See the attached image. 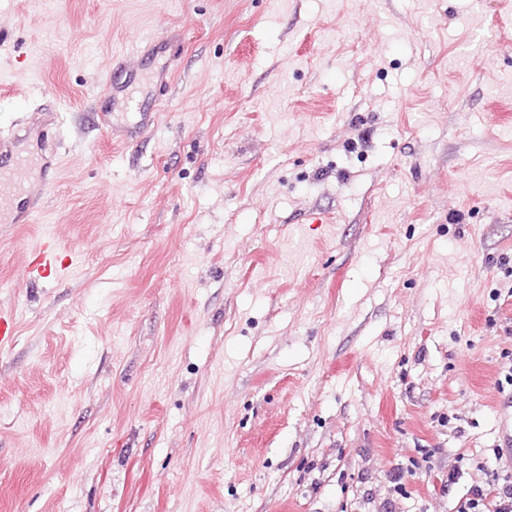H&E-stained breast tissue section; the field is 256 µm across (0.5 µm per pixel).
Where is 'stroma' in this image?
I'll list each match as a JSON object with an SVG mask.
<instances>
[{"label": "stroma", "mask_w": 512, "mask_h": 512, "mask_svg": "<svg viewBox=\"0 0 512 512\" xmlns=\"http://www.w3.org/2000/svg\"><path fill=\"white\" fill-rule=\"evenodd\" d=\"M116 58L161 112L129 142ZM19 123L58 173L0 223V512H455L486 483L512 0H0ZM45 234L72 264L36 280Z\"/></svg>", "instance_id": "1"}]
</instances>
